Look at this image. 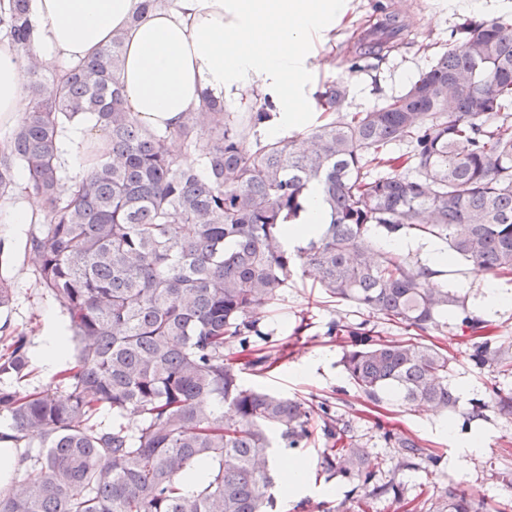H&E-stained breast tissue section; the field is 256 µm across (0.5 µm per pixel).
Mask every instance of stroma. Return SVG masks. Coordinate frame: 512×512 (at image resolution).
Masks as SVG:
<instances>
[{
    "instance_id": "1",
    "label": "stroma",
    "mask_w": 512,
    "mask_h": 512,
    "mask_svg": "<svg viewBox=\"0 0 512 512\" xmlns=\"http://www.w3.org/2000/svg\"><path fill=\"white\" fill-rule=\"evenodd\" d=\"M379 1L398 13L404 25L401 37L405 46L388 57L379 73L350 71L348 58L357 34L371 19ZM505 15L512 16V0H345L343 14L316 41L306 62L314 80L299 90L305 106L304 118L279 125L277 136L290 137L324 122L316 93L326 82L345 83L351 111L370 110L384 98L401 93L418 72L433 62L437 52L447 50L450 31L458 22ZM0 244L5 247L0 269L14 285L10 308L0 311V327L6 325L10 330L23 332L28 339L27 347L33 352L42 339L47 320L62 326L66 317L29 265L27 239L14 237L0 223ZM336 318L355 323L362 316L355 305L330 298L309 278L294 276L280 300L268 309L266 336L256 341L263 354L273 357L274 363L262 371L243 370V384L258 385L298 400L329 401L337 414L351 420L354 435L370 448L373 466L384 473L395 472L407 495L434 501L453 487L484 497L495 512H512V416L490 409L485 419L468 422L459 415L445 418L430 411L410 410L388 398L377 405L364 401L348 383L341 365L346 340L327 333L329 322ZM432 340L453 359V383L462 402L488 399L498 377L489 369L474 366L468 358L465 339L445 328L435 332ZM378 419L419 441L438 457V464L417 471L396 470L397 452L386 447L374 425ZM476 431L485 438L482 450L461 456L462 440ZM325 448L324 439L318 436L302 448L277 449V457L289 456L303 464L305 480L289 492L281 484V471H274L276 512H336L348 498L350 483L327 477L322 471Z\"/></svg>"
}]
</instances>
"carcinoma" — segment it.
I'll return each mask as SVG.
<instances>
[{"label": "carcinoma", "mask_w": 512, "mask_h": 512, "mask_svg": "<svg viewBox=\"0 0 512 512\" xmlns=\"http://www.w3.org/2000/svg\"><path fill=\"white\" fill-rule=\"evenodd\" d=\"M394 20L380 13L371 52L383 60ZM0 31L26 58L27 104L0 139V198L16 172L41 202L28 260L68 317L75 365L29 394L0 387L1 433L22 448V478L0 485V512H275L273 449L301 448L321 420L323 468L354 485L357 512L382 501L422 512L391 477L376 481L370 451L351 423L308 404L245 387L243 368L268 357L253 349L267 308L296 275L367 314L334 320L328 334L353 344L341 362L364 400L391 394L405 406L446 415L460 408L448 354L429 341L449 324L469 358L512 377V343L441 271L388 250L400 235L438 240L497 278L512 276V18L465 19L448 49L405 90L367 112L348 109L347 86L316 93L329 118L293 137L264 130L282 119L252 92L243 113L210 96L173 131L147 127L127 106L119 77L124 35L91 62L48 79L32 47L29 0L0 5ZM96 119L105 139L94 168L65 175L59 137ZM199 152L200 168L182 155ZM318 191L325 223L304 244L289 225ZM404 337L389 339L376 321ZM27 336H11L0 379L28 375ZM512 413V388H492L462 412ZM397 469L438 459L385 429ZM435 512H489L482 499L448 491Z\"/></svg>", "instance_id": "1"}]
</instances>
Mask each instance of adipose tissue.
Wrapping results in <instances>:
<instances>
[{
  "mask_svg": "<svg viewBox=\"0 0 512 512\" xmlns=\"http://www.w3.org/2000/svg\"><path fill=\"white\" fill-rule=\"evenodd\" d=\"M137 3L30 0L33 48L44 63L82 66L123 34L125 101L159 130L197 111L203 93L235 96L254 79L275 88L289 121H301L297 90L312 79V38L344 8L343 0H164L136 23ZM23 69L22 52L0 37L1 132L23 110Z\"/></svg>",
  "mask_w": 512,
  "mask_h": 512,
  "instance_id": "ef3b65f1",
  "label": "adipose tissue"
}]
</instances>
